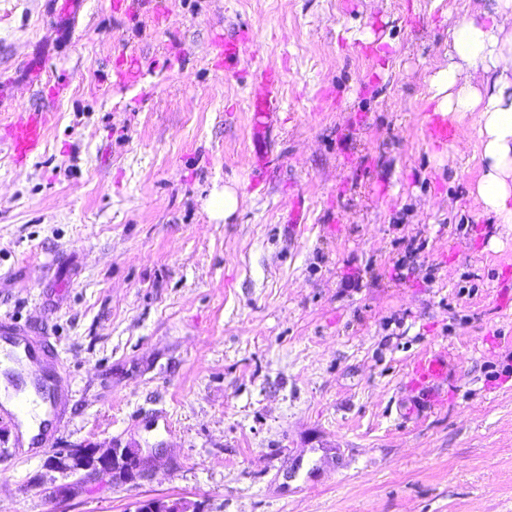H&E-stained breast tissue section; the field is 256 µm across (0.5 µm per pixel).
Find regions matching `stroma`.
Wrapping results in <instances>:
<instances>
[{
    "label": "stroma",
    "instance_id": "1",
    "mask_svg": "<svg viewBox=\"0 0 512 512\" xmlns=\"http://www.w3.org/2000/svg\"><path fill=\"white\" fill-rule=\"evenodd\" d=\"M494 4L0 0V318L49 337L67 411L27 461L0 418V512H512V226L475 116L426 134L455 21ZM19 104L49 115L22 165ZM438 350L447 405L404 417ZM88 444L156 459L51 498ZM208 207L213 218L224 219L225 222L238 208L237 192L230 187L214 191L208 202ZM136 512H200L195 504L187 500L149 498L139 502Z\"/></svg>",
    "mask_w": 512,
    "mask_h": 512
}]
</instances>
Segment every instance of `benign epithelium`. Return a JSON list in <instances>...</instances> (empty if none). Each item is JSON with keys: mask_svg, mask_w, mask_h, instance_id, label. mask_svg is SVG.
Returning <instances> with one entry per match:
<instances>
[{"mask_svg": "<svg viewBox=\"0 0 512 512\" xmlns=\"http://www.w3.org/2000/svg\"><path fill=\"white\" fill-rule=\"evenodd\" d=\"M151 462V457L130 448L114 447L104 451L89 446L79 449L76 455L55 457L53 465L65 477L83 471L99 480L134 481L147 476ZM136 512H199V509L182 498H149L139 502Z\"/></svg>", "mask_w": 512, "mask_h": 512, "instance_id": "7a95c632", "label": "benign epithelium"}]
</instances>
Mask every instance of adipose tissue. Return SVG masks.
<instances>
[{
  "label": "adipose tissue",
  "mask_w": 512,
  "mask_h": 512,
  "mask_svg": "<svg viewBox=\"0 0 512 512\" xmlns=\"http://www.w3.org/2000/svg\"><path fill=\"white\" fill-rule=\"evenodd\" d=\"M436 109L476 114L484 174L477 193L499 223L512 224V0H496L488 20H457L448 63L429 79Z\"/></svg>",
  "instance_id": "adipose-tissue-1"
}]
</instances>
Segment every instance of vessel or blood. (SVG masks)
<instances>
[{
  "label": "vessel or blood",
  "instance_id": "b4317fda",
  "mask_svg": "<svg viewBox=\"0 0 512 512\" xmlns=\"http://www.w3.org/2000/svg\"><path fill=\"white\" fill-rule=\"evenodd\" d=\"M47 126V113L23 109L15 112L9 126V145L15 163H24L41 150ZM427 133L433 141L447 143L454 138L455 129L447 118L434 113L427 122ZM0 357L10 362L9 368L0 374L5 383L0 389V417L19 426L31 407H40L36 433L30 440L15 441L16 446L26 447L28 455H36L64 416L52 349L45 342L34 344L12 325L0 321ZM450 371L448 355L442 351L429 352L412 365L407 375L408 386L417 392L421 406L447 403L448 395L442 387Z\"/></svg>",
  "mask_w": 512,
  "mask_h": 512
}]
</instances>
